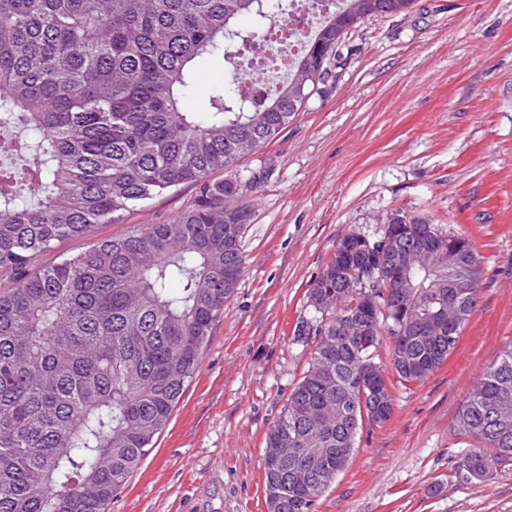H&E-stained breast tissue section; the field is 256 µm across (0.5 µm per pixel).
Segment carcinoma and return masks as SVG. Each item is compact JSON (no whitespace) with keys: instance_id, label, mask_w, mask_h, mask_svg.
Returning a JSON list of instances; mask_svg holds the SVG:
<instances>
[{"instance_id":"carcinoma-1","label":"carcinoma","mask_w":512,"mask_h":512,"mask_svg":"<svg viewBox=\"0 0 512 512\" xmlns=\"http://www.w3.org/2000/svg\"><path fill=\"white\" fill-rule=\"evenodd\" d=\"M378 0H343L328 12L266 97L215 90L206 116L187 107L198 62L220 56L235 75L241 51L263 68L280 64L266 0H0V269L16 283L0 291V512H106L154 447L200 353L245 269L241 239L250 221L246 192L257 178L209 180L241 154L274 140L296 113L290 82L324 57L318 84L332 77L343 32ZM251 14L256 29L233 27ZM316 84V85H318ZM312 84L308 91H313ZM198 204L166 224H143L119 238L34 270L31 260L99 224L147 205L183 184ZM461 259L414 268L409 288L369 296L362 277L374 253L352 244L324 263L308 289L319 317L301 321L298 339L313 357L266 433L267 505L317 512L320 497L348 466L365 424L380 426L362 388L376 376L380 336L405 385L425 381L456 345L427 332L430 312L454 301V339L476 307L480 256L470 239ZM356 316L368 337L336 333ZM476 442L459 474L481 483L512 467V341L471 390L455 418Z\"/></svg>"}]
</instances>
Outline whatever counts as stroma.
<instances>
[{
    "label": "stroma",
    "mask_w": 512,
    "mask_h": 512,
    "mask_svg": "<svg viewBox=\"0 0 512 512\" xmlns=\"http://www.w3.org/2000/svg\"><path fill=\"white\" fill-rule=\"evenodd\" d=\"M332 79L234 174L264 180L241 241L246 268L201 351L200 367L155 448L107 512H268L265 435L311 359L295 339L307 291L338 239L378 236L399 209L470 238L477 305L456 349L403 386L383 340L391 416L364 428L318 512H512V468L463 481L471 445L453 432L473 386L512 341V0H415L351 28ZM191 110L231 83L201 63ZM185 184L99 225V239L191 209Z\"/></svg>",
    "instance_id": "35a3bbf8"
}]
</instances>
